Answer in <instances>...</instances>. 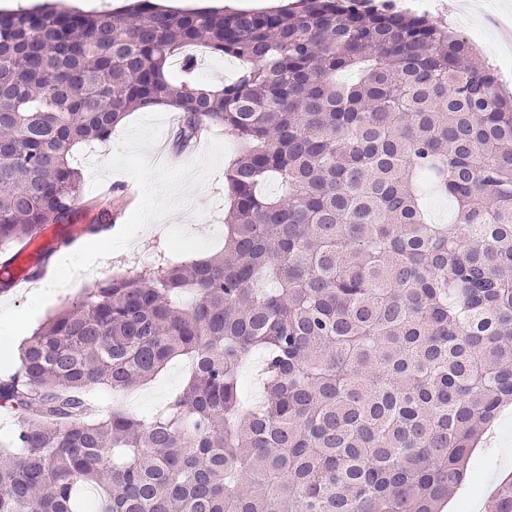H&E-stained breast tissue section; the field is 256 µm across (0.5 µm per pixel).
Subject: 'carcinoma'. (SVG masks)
<instances>
[{
  "mask_svg": "<svg viewBox=\"0 0 512 512\" xmlns=\"http://www.w3.org/2000/svg\"><path fill=\"white\" fill-rule=\"evenodd\" d=\"M244 63L194 77L187 47ZM351 72L349 82L341 75ZM176 101L223 128L224 250L160 253L55 314L0 372V512H439L512 404V95L462 35L389 3L0 12V293L74 243L77 147ZM274 180L280 192H263ZM454 204L432 221L425 187ZM112 228L103 208L88 236ZM264 353V399L241 374ZM180 359L181 390L121 394ZM491 512H512V476ZM185 376V365L181 361H173L167 369L152 382L137 387L128 393L122 402L123 393L118 397L121 405L135 414H144L162 407L169 397L182 385Z\"/></svg>",
  "mask_w": 512,
  "mask_h": 512,
  "instance_id": "carcinoma-1",
  "label": "carcinoma"
}]
</instances>
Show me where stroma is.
I'll return each instance as SVG.
<instances>
[{"label": "stroma", "instance_id": "1", "mask_svg": "<svg viewBox=\"0 0 512 512\" xmlns=\"http://www.w3.org/2000/svg\"><path fill=\"white\" fill-rule=\"evenodd\" d=\"M403 10L426 16L430 21L445 24L472 40L482 55L493 62L503 87L512 93V55L503 56L497 49L495 22L512 16V0H473V8L453 9L454 0H396ZM162 133L156 143L165 155V165H187L206 150L210 141L217 140L227 147L228 156H235L237 143L233 137L216 128L203 135L183 151H176L173 138L178 126V115L165 112ZM99 156L79 148L73 153V164L83 173L80 198L76 204L74 223H90L98 213L100 198H107L112 205V222L123 226L140 201V191L131 177L122 172L107 174L100 188H92V168L98 165ZM226 184L223 171L198 186L190 195L180 216H167L143 229L133 243L123 250L104 257L93 269L84 273L79 285L64 288L41 308L35 321L43 323L50 315L71 303L86 299L92 288L112 275L130 274L141 264L147 263L157 253L179 258L180 243H195V251L209 255L224 245V209L227 205ZM185 365L173 361L152 382L128 392L123 406L135 414H144L162 407L182 385ZM512 473V407L507 408L484 437L481 448L474 452L466 485L459 494L442 506V512H489L488 495L494 485Z\"/></svg>", "mask_w": 512, "mask_h": 512}]
</instances>
